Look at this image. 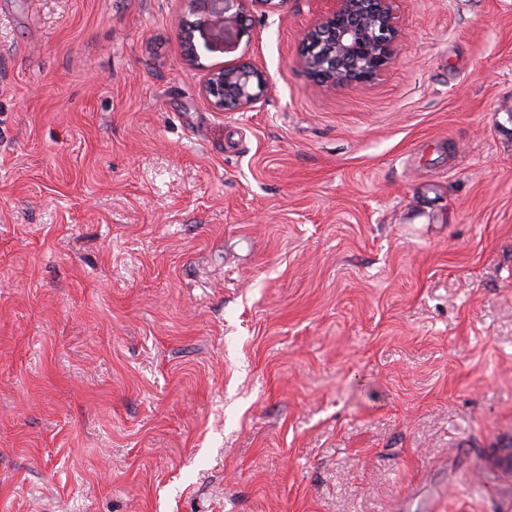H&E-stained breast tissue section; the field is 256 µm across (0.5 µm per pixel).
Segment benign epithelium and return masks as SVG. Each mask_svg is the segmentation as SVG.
Returning a JSON list of instances; mask_svg holds the SVG:
<instances>
[{"instance_id":"7a95c632","label":"benign epithelium","mask_w":512,"mask_h":512,"mask_svg":"<svg viewBox=\"0 0 512 512\" xmlns=\"http://www.w3.org/2000/svg\"><path fill=\"white\" fill-rule=\"evenodd\" d=\"M287 0H194L206 22L223 32H249L248 16L255 8L278 9ZM330 6L303 29L298 39L296 65L309 81L328 90L369 85L394 62L404 38L399 23L401 0H329ZM183 29L189 44L185 59L199 62L194 32ZM268 73L241 61L210 71L202 92L212 107L224 112L249 110L268 87Z\"/></svg>"}]
</instances>
